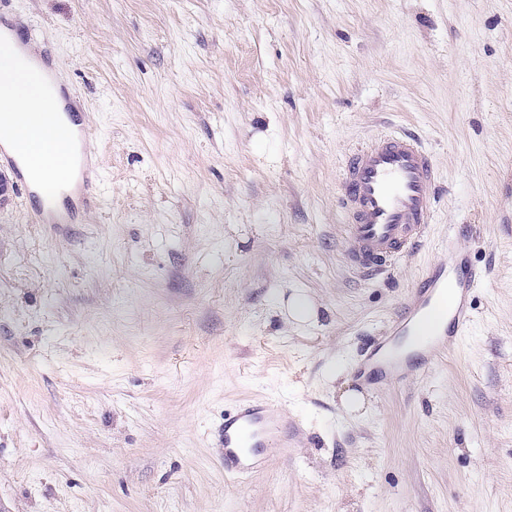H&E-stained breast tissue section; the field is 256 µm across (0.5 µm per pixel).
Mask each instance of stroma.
<instances>
[{
  "mask_svg": "<svg viewBox=\"0 0 512 512\" xmlns=\"http://www.w3.org/2000/svg\"><path fill=\"white\" fill-rule=\"evenodd\" d=\"M19 16L103 181L71 224L0 209V512H512V0H0ZM389 130L441 202L366 280L337 185ZM460 225L484 279L455 357L358 382ZM256 400L294 446L226 478L213 431ZM284 314L297 323H310L316 319V310L309 297L302 292H295L285 301Z\"/></svg>",
  "mask_w": 512,
  "mask_h": 512,
  "instance_id": "35a3bbf8",
  "label": "stroma"
}]
</instances>
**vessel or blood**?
I'll return each instance as SVG.
<instances>
[{
	"instance_id": "obj_1",
	"label": "vessel or blood",
	"mask_w": 512,
	"mask_h": 512,
	"mask_svg": "<svg viewBox=\"0 0 512 512\" xmlns=\"http://www.w3.org/2000/svg\"><path fill=\"white\" fill-rule=\"evenodd\" d=\"M100 172L82 161L74 195L89 203ZM436 174L420 137L394 131L371 138L344 160L339 207L352 243L347 261L367 277L385 276L422 243L435 212ZM480 271L456 241L427 269L411 301L391 321L387 338L374 342L358 375L368 385L392 388L454 352L473 320L472 296ZM291 422L271 401L248 402L225 412L218 429L227 477L261 468L264 448L290 444Z\"/></svg>"
}]
</instances>
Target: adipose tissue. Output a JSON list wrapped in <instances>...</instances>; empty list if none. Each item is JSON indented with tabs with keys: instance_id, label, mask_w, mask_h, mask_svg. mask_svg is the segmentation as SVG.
Instances as JSON below:
<instances>
[{
	"instance_id": "1",
	"label": "adipose tissue",
	"mask_w": 512,
	"mask_h": 512,
	"mask_svg": "<svg viewBox=\"0 0 512 512\" xmlns=\"http://www.w3.org/2000/svg\"><path fill=\"white\" fill-rule=\"evenodd\" d=\"M61 80V71L44 66L9 26L0 27L1 146L13 152L23 143L36 154H66L65 139L46 141L32 132L35 125L50 116L59 125L70 126L59 93Z\"/></svg>"
}]
</instances>
